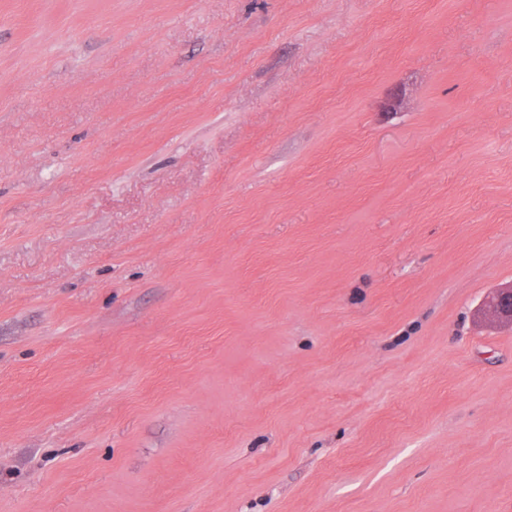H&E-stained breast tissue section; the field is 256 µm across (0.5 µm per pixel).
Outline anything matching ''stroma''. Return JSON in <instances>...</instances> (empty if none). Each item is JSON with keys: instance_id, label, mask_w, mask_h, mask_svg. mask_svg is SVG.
Returning <instances> with one entry per match:
<instances>
[{"instance_id": "35a3bbf8", "label": "stroma", "mask_w": 512, "mask_h": 512, "mask_svg": "<svg viewBox=\"0 0 512 512\" xmlns=\"http://www.w3.org/2000/svg\"><path fill=\"white\" fill-rule=\"evenodd\" d=\"M512 0H0V512H512ZM486 312L512 323V285L500 288L486 303Z\"/></svg>"}]
</instances>
